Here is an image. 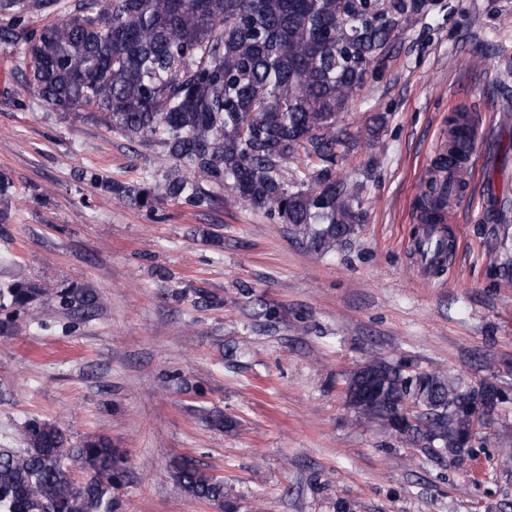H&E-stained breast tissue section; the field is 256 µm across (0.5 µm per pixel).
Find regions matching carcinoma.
<instances>
[{
  "label": "carcinoma",
  "instance_id": "1",
  "mask_svg": "<svg viewBox=\"0 0 512 512\" xmlns=\"http://www.w3.org/2000/svg\"><path fill=\"white\" fill-rule=\"evenodd\" d=\"M58 0H0V44L35 10ZM429 0H76L60 19L26 41L28 81L58 112L83 107L100 125L133 144L157 146L173 166L150 183L128 185L88 170L85 177L149 213L173 201L194 210L212 206V189L228 187L261 209L305 247L331 253L355 233L359 201L330 181L358 136L336 127L365 85L374 63ZM476 131L464 112L448 116V154L421 187L428 222L461 198L462 184L437 191L448 161L467 160ZM294 163L296 167L288 168ZM48 289L15 279L0 289V311L17 313ZM57 307L85 313L96 293L62 288ZM346 397L369 423L411 443L456 456L474 423L464 400L489 409L501 395L490 383L466 386L440 372L409 373L374 360L347 380ZM403 402L413 421L399 416ZM20 449L0 448V512H114L120 481L118 449L104 437L69 445L57 425L32 420ZM174 476L192 497L224 502V479L189 456ZM80 470L86 480L78 482Z\"/></svg>",
  "mask_w": 512,
  "mask_h": 512
}]
</instances>
